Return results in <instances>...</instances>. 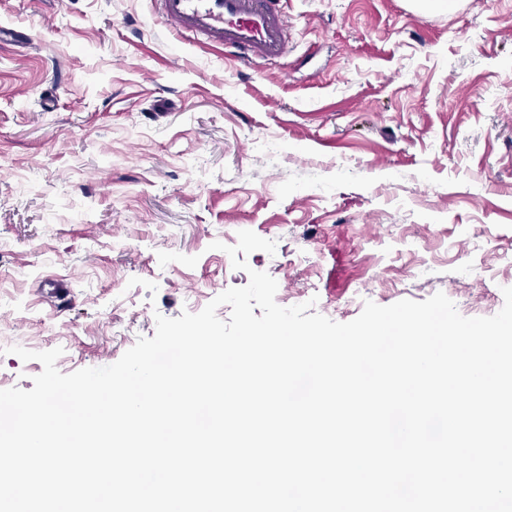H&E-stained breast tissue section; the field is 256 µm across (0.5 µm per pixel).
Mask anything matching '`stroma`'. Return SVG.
Returning <instances> with one entry per match:
<instances>
[{"mask_svg": "<svg viewBox=\"0 0 512 512\" xmlns=\"http://www.w3.org/2000/svg\"><path fill=\"white\" fill-rule=\"evenodd\" d=\"M291 42L242 69L156 0H0V389L118 361L155 317L248 283L355 319L512 287V0H287ZM222 249H212V242Z\"/></svg>", "mask_w": 512, "mask_h": 512, "instance_id": "stroma-1", "label": "stroma"}]
</instances>
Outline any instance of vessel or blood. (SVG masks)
<instances>
[{"label": "vessel or blood", "instance_id": "1", "mask_svg": "<svg viewBox=\"0 0 512 512\" xmlns=\"http://www.w3.org/2000/svg\"><path fill=\"white\" fill-rule=\"evenodd\" d=\"M159 13L182 36H200L248 67L288 51L284 0H158Z\"/></svg>", "mask_w": 512, "mask_h": 512}]
</instances>
